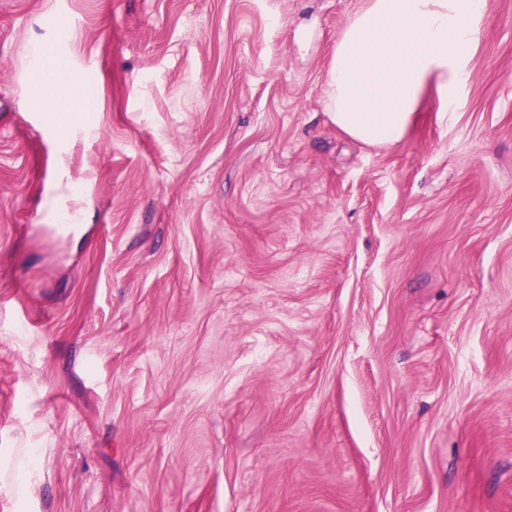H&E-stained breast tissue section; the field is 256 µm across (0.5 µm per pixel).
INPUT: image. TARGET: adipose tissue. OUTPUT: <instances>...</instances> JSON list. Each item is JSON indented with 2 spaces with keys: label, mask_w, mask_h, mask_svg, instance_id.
<instances>
[{
  "label": "adipose tissue",
  "mask_w": 512,
  "mask_h": 512,
  "mask_svg": "<svg viewBox=\"0 0 512 512\" xmlns=\"http://www.w3.org/2000/svg\"><path fill=\"white\" fill-rule=\"evenodd\" d=\"M485 0H360L336 39L325 108L347 136L392 148L435 87L452 111L484 19ZM41 97L66 123L85 98L79 81L44 77Z\"/></svg>",
  "instance_id": "ef3b65f1"
}]
</instances>
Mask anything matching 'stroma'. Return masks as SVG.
<instances>
[{"label": "stroma", "mask_w": 512, "mask_h": 512, "mask_svg": "<svg viewBox=\"0 0 512 512\" xmlns=\"http://www.w3.org/2000/svg\"><path fill=\"white\" fill-rule=\"evenodd\" d=\"M358 5L0 0V512H512V0L391 149ZM41 88V96L50 105V112H55L56 122L66 124L69 112H74L80 101L86 100L84 88L81 82L74 80L69 83H58L50 76H44ZM24 457L20 459L18 469L14 471L13 475L4 476L3 479L8 481L18 504L24 503L29 490L28 483L23 476L30 463L29 449L27 448H24Z\"/></svg>", "instance_id": "35a3bbf8"}]
</instances>
